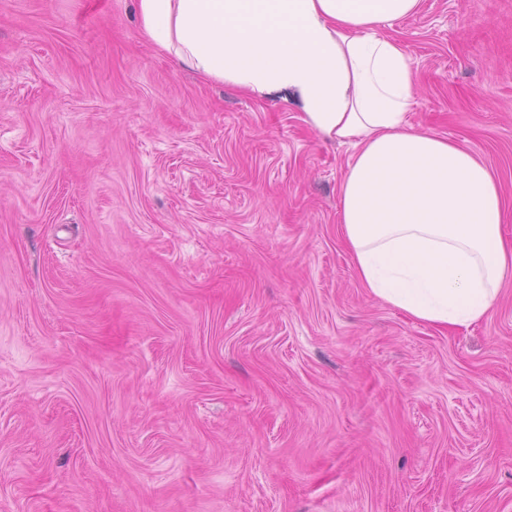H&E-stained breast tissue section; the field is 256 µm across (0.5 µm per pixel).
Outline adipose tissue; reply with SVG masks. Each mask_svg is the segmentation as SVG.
<instances>
[{
	"label": "adipose tissue",
	"instance_id": "1",
	"mask_svg": "<svg viewBox=\"0 0 512 512\" xmlns=\"http://www.w3.org/2000/svg\"><path fill=\"white\" fill-rule=\"evenodd\" d=\"M421 0H138L143 35L205 80L288 92L354 151L340 225L369 294L417 323L471 327L512 280L500 188L468 148L414 130V73L379 25Z\"/></svg>",
	"mask_w": 512,
	"mask_h": 512
}]
</instances>
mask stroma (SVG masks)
I'll use <instances>...</instances> for the list:
<instances>
[{
    "instance_id": "stroma-1",
    "label": "stroma",
    "mask_w": 512,
    "mask_h": 512,
    "mask_svg": "<svg viewBox=\"0 0 512 512\" xmlns=\"http://www.w3.org/2000/svg\"><path fill=\"white\" fill-rule=\"evenodd\" d=\"M378 32L512 240V0ZM351 153L135 0H0V512H512V280L454 331L370 296Z\"/></svg>"
}]
</instances>
